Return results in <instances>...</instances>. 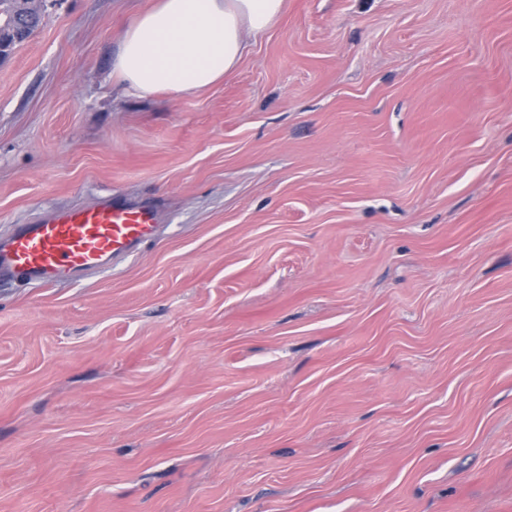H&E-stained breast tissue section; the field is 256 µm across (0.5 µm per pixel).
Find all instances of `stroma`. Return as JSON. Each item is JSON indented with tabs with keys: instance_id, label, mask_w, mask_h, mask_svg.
<instances>
[{
	"instance_id": "35a3bbf8",
	"label": "stroma",
	"mask_w": 512,
	"mask_h": 512,
	"mask_svg": "<svg viewBox=\"0 0 512 512\" xmlns=\"http://www.w3.org/2000/svg\"><path fill=\"white\" fill-rule=\"evenodd\" d=\"M155 2L43 0L0 60V237L160 225L0 284V512H512V0H284L133 96ZM157 229L147 205L109 199L60 212L0 238V280L21 276L50 285L62 277L81 278L131 253Z\"/></svg>"
}]
</instances>
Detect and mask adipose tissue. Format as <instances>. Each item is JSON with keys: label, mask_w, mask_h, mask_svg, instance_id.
<instances>
[{"label": "adipose tissue", "mask_w": 512, "mask_h": 512, "mask_svg": "<svg viewBox=\"0 0 512 512\" xmlns=\"http://www.w3.org/2000/svg\"><path fill=\"white\" fill-rule=\"evenodd\" d=\"M284 0H159L124 30L112 72L128 93L185 94L235 71L245 33L265 31Z\"/></svg>", "instance_id": "1"}]
</instances>
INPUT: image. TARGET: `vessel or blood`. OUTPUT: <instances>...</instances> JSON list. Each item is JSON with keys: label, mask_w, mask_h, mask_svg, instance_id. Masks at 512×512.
Returning <instances> with one entry per match:
<instances>
[{"label": "vessel or blood", "mask_w": 512, "mask_h": 512, "mask_svg": "<svg viewBox=\"0 0 512 512\" xmlns=\"http://www.w3.org/2000/svg\"><path fill=\"white\" fill-rule=\"evenodd\" d=\"M157 229L156 214L147 205L106 200L60 212L0 238V280L20 276L50 285L64 277L77 279L131 253Z\"/></svg>", "instance_id": "b4317fda"}]
</instances>
